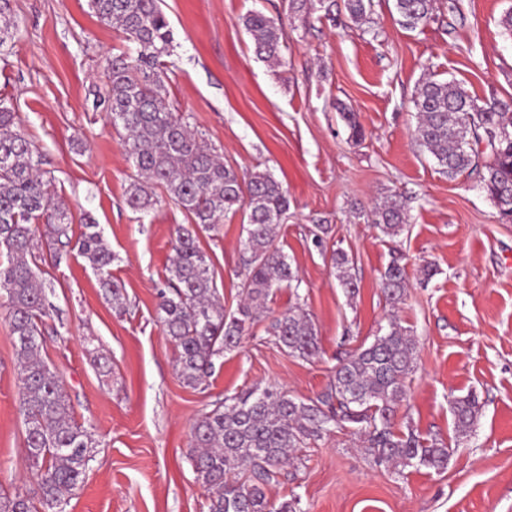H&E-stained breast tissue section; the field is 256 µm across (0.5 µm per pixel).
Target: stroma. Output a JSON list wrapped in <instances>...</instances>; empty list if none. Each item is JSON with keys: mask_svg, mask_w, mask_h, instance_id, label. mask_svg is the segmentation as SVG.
Returning <instances> with one entry per match:
<instances>
[{"mask_svg": "<svg viewBox=\"0 0 512 512\" xmlns=\"http://www.w3.org/2000/svg\"><path fill=\"white\" fill-rule=\"evenodd\" d=\"M14 35L0 46V101L38 147L41 168L72 216L92 217L115 260L122 309L104 298L76 247L41 265L42 357L62 378L73 415L96 443L66 512H207L190 465L193 422L224 397L273 386L302 401L322 395L349 352L397 317L417 342L395 432L448 448L442 471L378 463L363 436L337 429L302 449L267 497L297 498L299 512H512V224L501 221L475 176L448 179L413 137L412 98L428 77L458 80L478 96L512 99V38L500 19L512 0H434L426 26L400 25L393 0H373L352 21L344 0L301 17L288 0H160L173 32L168 100L241 178L266 170L288 192L278 244L299 285L275 289L260 322L216 360L199 388L182 384L157 318L177 225L189 216L169 198L139 213L125 203L134 169L122 129L96 95L108 61L127 50L89 0H11ZM259 8L285 31L284 63L253 53L243 19ZM355 113L353 137L341 117ZM388 198L409 222L395 238L369 216ZM241 215L199 232L226 312L241 300ZM328 229L325 249L312 243ZM353 261L359 289L336 280L333 250ZM407 268L405 300L391 307L381 276L393 255ZM436 273L423 280L421 269ZM317 329L319 355L284 352L265 327L294 307ZM19 373L7 312L0 308V493L34 486L24 461ZM474 394L477 424L459 436L454 398Z\"/></svg>", "mask_w": 512, "mask_h": 512, "instance_id": "obj_1", "label": "stroma"}]
</instances>
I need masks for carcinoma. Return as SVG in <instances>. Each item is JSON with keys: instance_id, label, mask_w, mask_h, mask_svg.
I'll return each mask as SVG.
<instances>
[{"instance_id": "carcinoma-1", "label": "carcinoma", "mask_w": 512, "mask_h": 512, "mask_svg": "<svg viewBox=\"0 0 512 512\" xmlns=\"http://www.w3.org/2000/svg\"><path fill=\"white\" fill-rule=\"evenodd\" d=\"M89 2L102 21L135 45L132 52L112 58L106 97L112 124L126 131V151L137 170L126 205L149 211L157 204L152 188L159 187L192 219L176 229L168 291L160 293L158 315L175 348L179 377L195 389L211 377L214 359L238 347L246 328L260 321L273 290L297 280L288 255L277 246L288 211L287 192L266 170L241 180L173 112L161 78L162 57L170 55L173 36L159 0ZM325 2L289 0V10L308 15ZM433 2L395 0L401 25L416 29L428 24ZM371 7L372 0H346L351 19L359 24L367 21ZM9 11L10 0H0V45L13 26L6 18ZM244 26L259 59L283 64L285 36L274 18L252 10ZM412 103L417 114L414 137L441 173L450 180L464 172L477 174L499 216L511 223L512 100L481 99L456 82L428 79ZM40 165L39 151L16 125L15 113L0 104V249L7 255V263H0V300L17 355L26 460L36 480L34 496L0 499V512H66L93 454L91 435L73 417L62 379L41 357L40 325L47 310L39 279L40 249L68 246L72 219L56 202L52 180L44 177ZM239 211L246 233L240 240L243 299L228 314L193 226L214 229ZM372 223L383 236H398L407 223L405 206L396 199L384 201L372 212ZM41 224L48 228L44 245L37 237ZM77 247L96 272L105 297L120 304L121 287L111 272L115 256L94 221L86 220ZM333 261L339 286L355 292L352 260L338 251ZM406 288L405 268L396 257L381 281L391 307L404 301ZM266 333L291 356L309 360L319 353L315 325L299 306L272 319ZM415 350L411 331L392 318L385 333L336 369L327 392L317 399L297 402L284 391L255 387L203 414L192 425L190 459L207 492L208 512H297V498L274 505L267 488L285 466L295 463L293 451L349 424L364 433L368 451L381 462L447 468L448 449L440 443L392 430L391 417L405 394ZM451 412L459 434L473 431L478 413L474 396L455 398Z\"/></svg>"}]
</instances>
